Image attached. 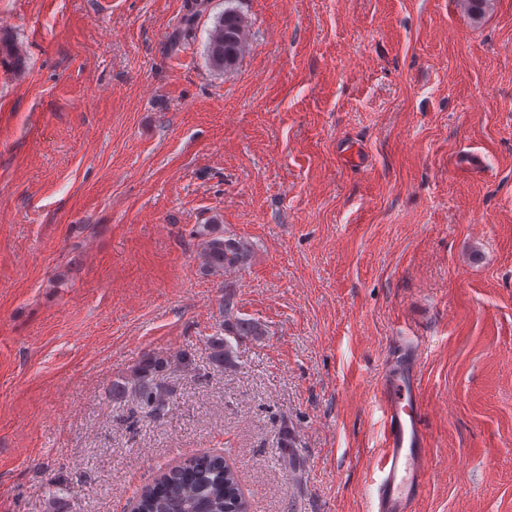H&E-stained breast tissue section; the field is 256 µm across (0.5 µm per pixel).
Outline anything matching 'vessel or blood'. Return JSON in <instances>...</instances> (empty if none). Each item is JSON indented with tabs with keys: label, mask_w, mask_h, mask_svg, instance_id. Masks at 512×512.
Instances as JSON below:
<instances>
[{
	"label": "vessel or blood",
	"mask_w": 512,
	"mask_h": 512,
	"mask_svg": "<svg viewBox=\"0 0 512 512\" xmlns=\"http://www.w3.org/2000/svg\"><path fill=\"white\" fill-rule=\"evenodd\" d=\"M420 354L418 343L407 344L377 384L382 439L372 461V512H415L416 503L429 489L417 370Z\"/></svg>",
	"instance_id": "vessel-or-blood-1"
}]
</instances>
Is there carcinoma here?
<instances>
[{
    "label": "carcinoma",
    "mask_w": 512,
    "mask_h": 512,
    "mask_svg": "<svg viewBox=\"0 0 512 512\" xmlns=\"http://www.w3.org/2000/svg\"><path fill=\"white\" fill-rule=\"evenodd\" d=\"M244 32L242 16L234 9L224 10L207 47L208 59L215 69L226 71L235 65L244 48ZM203 258L206 265L222 268L241 262L244 252L232 240L212 237L203 242ZM210 345L215 361L232 363V348L227 340L213 337ZM168 365V360L154 358L135 367L125 382L112 385V401L121 403L132 390L147 406L160 409L166 402V390L158 376ZM135 507L138 512H250L237 471L224 457L214 454L194 456L161 472L153 483L141 489Z\"/></svg>",
    "instance_id": "1"
}]
</instances>
